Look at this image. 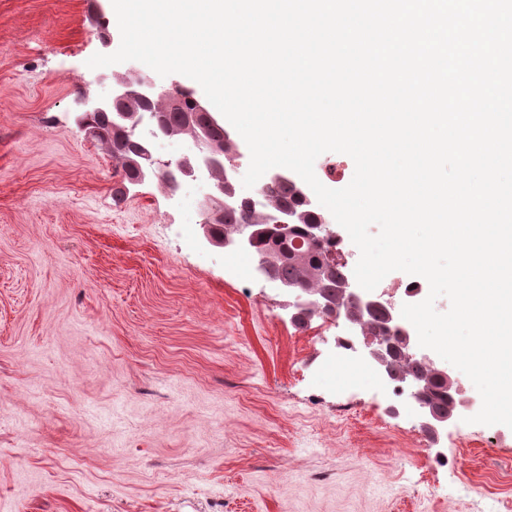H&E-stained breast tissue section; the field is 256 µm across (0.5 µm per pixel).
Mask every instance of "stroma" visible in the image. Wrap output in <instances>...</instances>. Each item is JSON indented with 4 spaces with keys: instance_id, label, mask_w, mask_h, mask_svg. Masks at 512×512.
Here are the masks:
<instances>
[{
    "instance_id": "obj_1",
    "label": "stroma",
    "mask_w": 512,
    "mask_h": 512,
    "mask_svg": "<svg viewBox=\"0 0 512 512\" xmlns=\"http://www.w3.org/2000/svg\"><path fill=\"white\" fill-rule=\"evenodd\" d=\"M111 0H0V512H491L512 429L437 449L332 317L187 245L74 123Z\"/></svg>"
}]
</instances>
